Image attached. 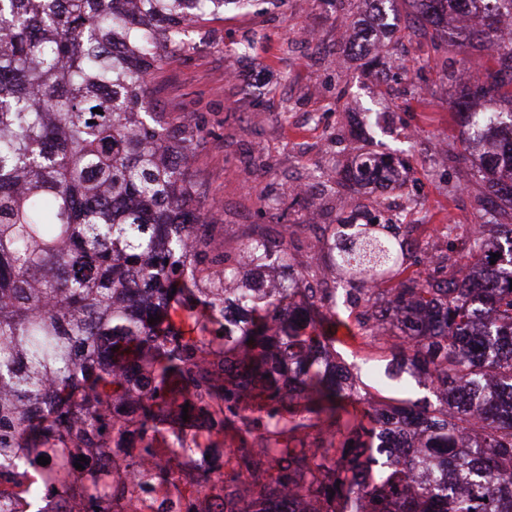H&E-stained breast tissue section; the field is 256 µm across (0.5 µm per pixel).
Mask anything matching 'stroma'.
Segmentation results:
<instances>
[{"label": "stroma", "instance_id": "35a3bbf8", "mask_svg": "<svg viewBox=\"0 0 512 512\" xmlns=\"http://www.w3.org/2000/svg\"><path fill=\"white\" fill-rule=\"evenodd\" d=\"M346 15L327 0H256L249 11L193 23L184 49L149 76L155 108L190 125L199 141L189 173L199 201L223 219L225 252L254 232L287 239L296 261H306L310 235H323L336 217L328 193L336 167L364 145L409 164L387 185L362 183L349 206L380 210L384 223L444 256L491 215L479 189L448 191L461 175L450 108L457 88L429 41L372 37V54L390 65L379 79L338 43ZM305 32L315 44L301 41ZM228 71L235 79H225ZM313 209L321 222L312 230Z\"/></svg>", "mask_w": 512, "mask_h": 512}]
</instances>
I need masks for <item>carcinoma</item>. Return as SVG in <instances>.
<instances>
[{
    "mask_svg": "<svg viewBox=\"0 0 512 512\" xmlns=\"http://www.w3.org/2000/svg\"><path fill=\"white\" fill-rule=\"evenodd\" d=\"M252 2L0 0V512H512V0H361L455 53V78L496 63L472 73L483 110L451 109L458 158L497 151L448 188L493 199L494 235L451 280L396 288L374 287L405 272L391 224L338 214L299 265L248 238L286 272L264 288L195 204V135L147 78L195 19ZM463 3L476 25L448 26ZM320 268L383 352L373 387L337 355V289L306 287ZM405 374L434 400L392 396Z\"/></svg>",
    "mask_w": 512,
    "mask_h": 512,
    "instance_id": "cac0c4a2",
    "label": "carcinoma"
}]
</instances>
